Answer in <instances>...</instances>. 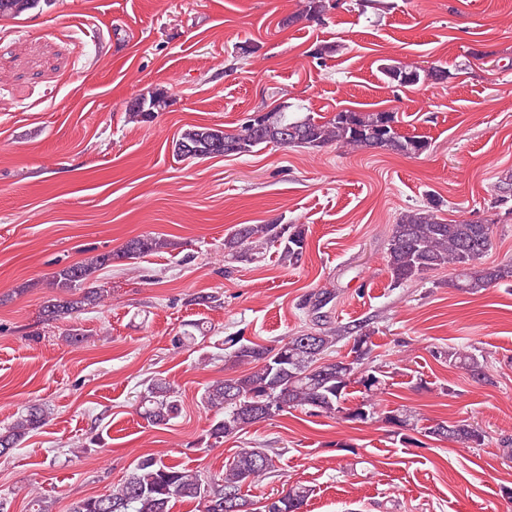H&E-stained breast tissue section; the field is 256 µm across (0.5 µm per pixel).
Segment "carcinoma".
<instances>
[{"mask_svg": "<svg viewBox=\"0 0 512 512\" xmlns=\"http://www.w3.org/2000/svg\"><path fill=\"white\" fill-rule=\"evenodd\" d=\"M40 5V0H0V19L16 18ZM331 8L330 0H305L302 15L321 20ZM383 74L399 86L416 85L421 80L418 68L399 62L382 68ZM167 106L164 93L156 92L130 101V114L144 121ZM283 102L266 112L265 123L249 127L243 124L236 132L210 126H192L173 141V153L183 160H204L224 155V146L233 145L231 156H245L261 145H283L285 130H294L297 140L289 147L321 148L338 145L362 148L370 140L381 148L405 156H419L428 142L417 136H402L390 112H355L340 110L328 120H317L308 113L291 112ZM439 203L431 200L423 208L403 213L392 225L387 242V267L394 285L401 286L441 267L453 270L448 287L476 295L488 288L512 285V262L481 266L482 258L493 247V229L488 222L447 221L437 215ZM278 245L281 259L297 265L306 249V232L301 224H241L224 240V248L237 258L255 261L263 250ZM171 246L160 237L134 238L119 251L99 253L81 262L64 265L52 273L51 285L58 295L42 306L45 320H58L98 306L106 300L107 290L88 285L99 270L115 260L137 259L143 254L159 252ZM371 333L354 337L355 359L349 364L326 358L336 345V337L322 331L303 330L289 336L275 347H266L240 336L224 339L227 356L236 365L250 369L239 376L216 380L206 385L200 404L215 412L209 438L220 443L245 426L290 409L301 408L313 414L334 415L342 412L348 388L357 384L363 394L379 390L381 379L365 382L374 369L363 366L371 350ZM439 356L464 369L477 381L487 380L484 362L478 356L461 351L444 350ZM140 414L152 425H165L180 411L178 391L168 382L152 379L139 401ZM48 409L39 402L28 404L14 422L0 431V456L20 447L30 433L41 428ZM386 421L401 430L416 427L413 415L391 410ZM427 432L463 444L481 445L484 432L467 420L452 424L445 421L427 427ZM276 472L275 460L264 448H243L221 478H202L198 474L165 464L152 454L142 456L130 474L112 492L83 498L70 512H172L175 503L193 502L200 512H224V494L233 493L254 512L253 502L242 494L248 483ZM312 489L292 485L264 505V512H283L294 504L306 505Z\"/></svg>", "mask_w": 512, "mask_h": 512, "instance_id": "cac0c4a2", "label": "carcinoma"}]
</instances>
